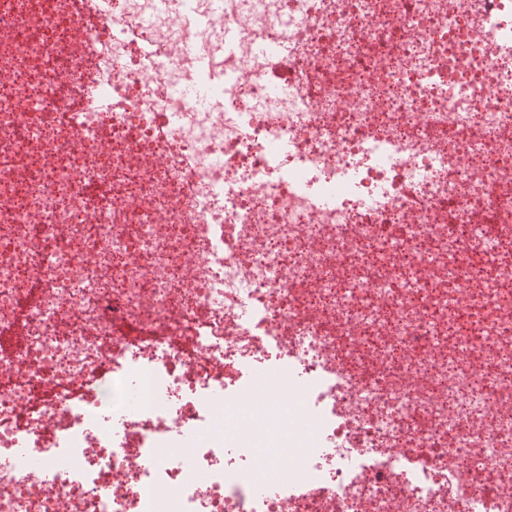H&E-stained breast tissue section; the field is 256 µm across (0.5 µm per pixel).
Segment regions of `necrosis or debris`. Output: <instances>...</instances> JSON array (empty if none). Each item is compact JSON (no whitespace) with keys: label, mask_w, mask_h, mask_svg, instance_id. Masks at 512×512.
Segmentation results:
<instances>
[{"label":"necrosis or debris","mask_w":512,"mask_h":512,"mask_svg":"<svg viewBox=\"0 0 512 512\" xmlns=\"http://www.w3.org/2000/svg\"><path fill=\"white\" fill-rule=\"evenodd\" d=\"M20 318L0 512H512V0H0ZM199 66L205 79L196 86L188 88L186 94L196 103L202 104L210 97L224 92V78H214L210 74V64L206 59L200 60Z\"/></svg>","instance_id":"4bbe7bcc"}]
</instances>
